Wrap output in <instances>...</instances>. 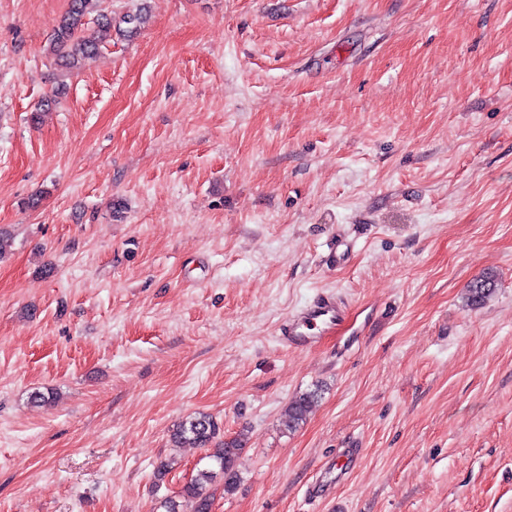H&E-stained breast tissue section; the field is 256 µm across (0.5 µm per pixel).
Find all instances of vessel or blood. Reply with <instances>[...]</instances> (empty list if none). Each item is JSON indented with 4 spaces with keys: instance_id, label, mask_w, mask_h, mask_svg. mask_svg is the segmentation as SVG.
<instances>
[{
    "instance_id": "vessel-or-blood-1",
    "label": "vessel or blood",
    "mask_w": 512,
    "mask_h": 512,
    "mask_svg": "<svg viewBox=\"0 0 512 512\" xmlns=\"http://www.w3.org/2000/svg\"><path fill=\"white\" fill-rule=\"evenodd\" d=\"M350 318L351 305L345 298L333 292H322L281 323L278 340L286 349H311L320 343L326 331L342 329ZM358 455L355 448L338 450L333 464L324 469L323 493H330L337 482L345 479Z\"/></svg>"
}]
</instances>
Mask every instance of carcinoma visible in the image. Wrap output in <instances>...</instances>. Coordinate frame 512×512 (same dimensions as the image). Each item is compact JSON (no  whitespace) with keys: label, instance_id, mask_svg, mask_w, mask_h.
<instances>
[{"label":"carcinoma","instance_id":"obj_1","mask_svg":"<svg viewBox=\"0 0 512 512\" xmlns=\"http://www.w3.org/2000/svg\"><path fill=\"white\" fill-rule=\"evenodd\" d=\"M96 2L98 0H69L66 11L53 28L49 51L66 70H80L84 60L96 55L102 46L112 41V14L101 11L93 21L87 19L90 7ZM497 286V276L491 272L474 279L467 287L466 306L477 308L484 305ZM317 400L316 390L295 396L282 415V428L291 432L300 427ZM220 432L219 422L207 413L187 417L172 431L174 446L207 449L206 458L210 466L197 470L195 477L183 487L181 497L184 502L171 498L163 502L165 512H211L213 494L209 486L219 474L224 479L225 492L235 488L245 436L240 433L231 439L221 440Z\"/></svg>","mask_w":512,"mask_h":512}]
</instances>
